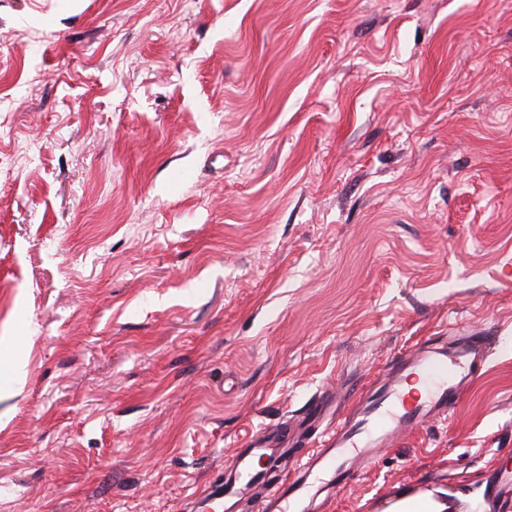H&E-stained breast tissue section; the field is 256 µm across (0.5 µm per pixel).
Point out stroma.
Instances as JSON below:
<instances>
[{
    "label": "stroma",
    "mask_w": 512,
    "mask_h": 512,
    "mask_svg": "<svg viewBox=\"0 0 512 512\" xmlns=\"http://www.w3.org/2000/svg\"><path fill=\"white\" fill-rule=\"evenodd\" d=\"M0 156V512H191L459 331L294 512H512V0H0ZM465 336L452 349L419 348L385 375L373 394L355 402L332 424L318 448L308 453L314 465L336 474V459L352 456L356 469L373 463L381 448L444 415L463 395L467 375L489 357L490 345L483 336ZM419 368L426 380L416 398L406 393V371ZM468 373L465 374V369ZM445 502L433 494H400L392 504L389 511L385 512H444Z\"/></svg>",
    "instance_id": "stroma-1"
}]
</instances>
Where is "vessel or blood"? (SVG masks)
Wrapping results in <instances>:
<instances>
[{"label": "vessel or blood", "instance_id": "vessel-or-blood-1", "mask_svg": "<svg viewBox=\"0 0 512 512\" xmlns=\"http://www.w3.org/2000/svg\"><path fill=\"white\" fill-rule=\"evenodd\" d=\"M489 353L488 341L472 336L458 339L448 350L417 349L392 368L381 387L360 398L328 428L323 443L309 452V460L336 471L337 485H345L347 473L336 470L339 456H351L355 468L367 467L380 449L440 418L449 405L462 397L466 369L482 364ZM412 368L420 369L426 380L423 391L415 398L404 386Z\"/></svg>", "mask_w": 512, "mask_h": 512}]
</instances>
